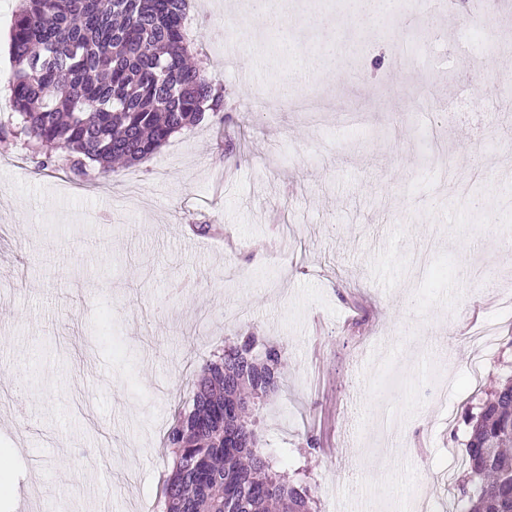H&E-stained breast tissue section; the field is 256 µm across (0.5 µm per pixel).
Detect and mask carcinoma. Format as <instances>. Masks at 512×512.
<instances>
[{"label": "carcinoma", "mask_w": 512, "mask_h": 512, "mask_svg": "<svg viewBox=\"0 0 512 512\" xmlns=\"http://www.w3.org/2000/svg\"><path fill=\"white\" fill-rule=\"evenodd\" d=\"M189 0H20L10 35L15 110L0 138L24 135L46 161L67 151L99 174L134 166L169 139L226 110L223 88L190 62ZM253 333L202 364L192 407L164 444L173 465L161 512H311L315 490L275 469L255 415L279 388L284 355ZM459 512H512V375L469 415Z\"/></svg>", "instance_id": "cac0c4a2"}]
</instances>
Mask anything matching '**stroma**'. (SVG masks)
<instances>
[{
    "mask_svg": "<svg viewBox=\"0 0 512 512\" xmlns=\"http://www.w3.org/2000/svg\"><path fill=\"white\" fill-rule=\"evenodd\" d=\"M191 2L228 110L136 165L138 197L127 169L90 181L0 141V512H153L202 358L250 332L285 357L260 447L316 512H397L414 488L455 512L471 396L512 363L491 298L512 277V109L482 94L512 67V0L463 41L454 9L361 34V78L315 86L318 124L278 95L292 56L225 46L238 0ZM463 80L456 113L428 111ZM486 322L501 341L474 382Z\"/></svg>",
    "mask_w": 512,
    "mask_h": 512,
    "instance_id": "stroma-1",
    "label": "stroma"
}]
</instances>
